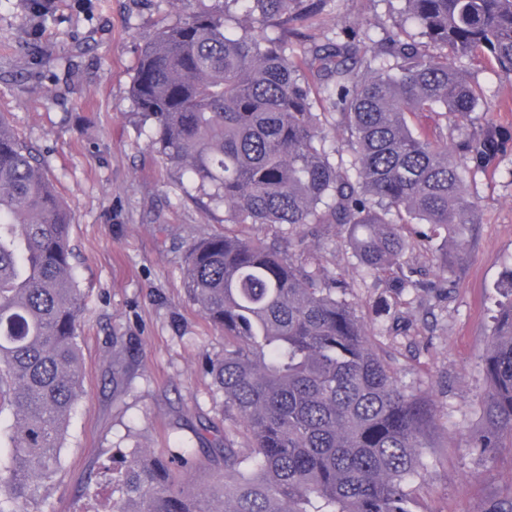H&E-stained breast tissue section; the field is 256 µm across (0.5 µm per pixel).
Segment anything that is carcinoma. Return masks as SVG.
Listing matches in <instances>:
<instances>
[{"mask_svg":"<svg viewBox=\"0 0 512 512\" xmlns=\"http://www.w3.org/2000/svg\"><path fill=\"white\" fill-rule=\"evenodd\" d=\"M224 0L160 29L140 49L132 82L137 111L153 122L165 164L190 175L227 224L347 228L346 245L370 274L393 279L407 249L403 226L428 243L475 223L466 172L505 156L495 127L457 145L438 128L416 133L407 116L445 112L468 120L488 106L468 66L495 60L512 76V0H404L418 33L380 40L336 29L312 50L313 76L332 111H314V82L285 37L290 3ZM244 12L251 22L233 30ZM348 149L327 143L329 119ZM71 219L38 159L0 113V414L13 417L0 474V512H41L57 474L80 389L83 295L72 274ZM185 286L204 319L224 332L209 373L234 426L224 469L202 485L182 471L192 448L165 459L135 453L112 469L102 512H410L408 483L423 467L431 408L408 394L376 352L350 285L311 258L283 256L262 239L213 234L188 249ZM483 358L490 386L479 405L486 432L470 447L512 443V269ZM112 366V398L135 379L136 347ZM252 441L247 455L238 436Z\"/></svg>","mask_w":512,"mask_h":512,"instance_id":"cac0c4a2","label":"carcinoma"}]
</instances>
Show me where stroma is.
Segmentation results:
<instances>
[{"label":"stroma","instance_id":"obj_1","mask_svg":"<svg viewBox=\"0 0 512 512\" xmlns=\"http://www.w3.org/2000/svg\"><path fill=\"white\" fill-rule=\"evenodd\" d=\"M223 7L224 0H50L49 11L38 14L29 0H0V113L36 151L71 215L72 273L85 306L82 392L58 472L41 492L42 512H99L108 496L100 468L135 451L200 449L201 465L189 478L210 480L215 462L207 449L223 439L228 421L203 358L223 354L224 335L189 297L182 266L192 241L216 233L314 256L352 284L378 354L436 415L425 430L423 474L410 488L411 512H486L512 496V449L483 454L470 445L483 429L482 358L512 270V165L468 174L477 214L462 230L465 243L453 251L447 276L410 237L402 272L421 286L403 294L364 276L339 245L343 227L311 224L282 235L267 224L225 223L224 208L197 190L182 191L188 175L151 146V128L131 95L147 40L163 26ZM403 10V0H338L301 22L268 23L266 32L287 34L306 69L311 49L338 27L361 26L376 39L399 25L415 32ZM469 76L491 109L473 113L461 133L485 124L512 132V78L488 61ZM116 336L133 337L140 349L134 384L119 401L112 398Z\"/></svg>","mask_w":512,"mask_h":512}]
</instances>
